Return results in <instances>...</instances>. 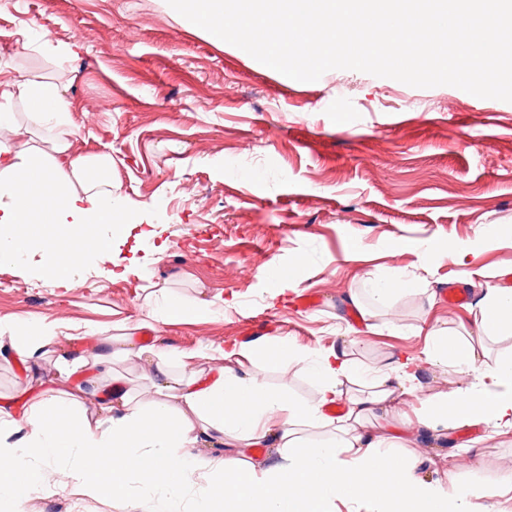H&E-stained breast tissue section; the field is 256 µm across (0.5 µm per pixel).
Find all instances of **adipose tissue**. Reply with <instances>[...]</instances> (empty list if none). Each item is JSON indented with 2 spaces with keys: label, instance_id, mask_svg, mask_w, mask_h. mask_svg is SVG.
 <instances>
[{
  "label": "adipose tissue",
  "instance_id": "obj_1",
  "mask_svg": "<svg viewBox=\"0 0 512 512\" xmlns=\"http://www.w3.org/2000/svg\"><path fill=\"white\" fill-rule=\"evenodd\" d=\"M23 104L29 122L57 127L72 110L61 87L0 68V270L36 263L57 287H76L79 270L94 267L112 277V243L129 227L114 221L127 206L91 176L111 156L77 157L68 138L51 153L16 149L14 108ZM473 332L432 327L423 351L440 378L458 376L452 388L417 396L420 373L414 358L399 355L382 369L356 359L348 345L314 350L272 336L252 346L224 349L223 366L204 377L174 372L157 362L152 348L132 336L113 337L115 357L154 362L150 406L135 403L123 376L112 378L110 401L95 412L77 387L32 398L24 420L0 408V489L15 504L36 492L40 477L32 460L70 463L75 478L115 498L153 495L175 499L185 512H484L487 494L512 501V482L486 490L481 478L442 484L424 477L411 450V432H444L485 424L493 434L512 433V354L492 355L488 344L512 335V287L486 288ZM58 334L48 318H0V341L20 361L34 359ZM306 365L317 391L309 400L272 389L248 363ZM416 396L398 412L402 397ZM345 403L334 414L337 403ZM398 419L394 434L379 437L363 424L374 414ZM217 441L227 454H202ZM271 445V461L255 448ZM108 453L99 462L95 449Z\"/></svg>",
  "mask_w": 512,
  "mask_h": 512
}]
</instances>
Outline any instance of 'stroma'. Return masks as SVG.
<instances>
[{"instance_id": "stroma-1", "label": "stroma", "mask_w": 512, "mask_h": 512, "mask_svg": "<svg viewBox=\"0 0 512 512\" xmlns=\"http://www.w3.org/2000/svg\"><path fill=\"white\" fill-rule=\"evenodd\" d=\"M34 27L47 50L2 39ZM77 44L76 55H63ZM0 64L62 86L73 104L77 156L112 157V183L141 224L112 246L119 278L88 271L75 288L14 272L0 317L49 316L84 335L59 336L36 363L0 349V406L23 418L28 398L64 384L62 362L82 361L98 387L127 376L141 405L155 398L143 361L106 370L94 362L118 327L167 353L207 347L193 367L215 371L224 345L282 336L301 349L352 341L372 367L421 354L426 329H472L481 287L461 283L453 255L425 256L419 240L467 248L475 267L512 270V102L452 86L415 88L354 70L299 82L245 51L182 26L165 0H0ZM501 236L483 242L486 226ZM307 261L303 281L274 294L271 267ZM403 274L434 289L392 299L364 317L350 301L374 276ZM192 300L235 296L223 315L150 321L140 287ZM465 304L446 302L449 291ZM52 295L45 308L39 296ZM253 369L273 388L310 399L314 382L290 362ZM421 470L494 483L512 469V435L483 425L414 433ZM46 495L24 512H127L121 499L87 492L61 461L42 466Z\"/></svg>"}]
</instances>
